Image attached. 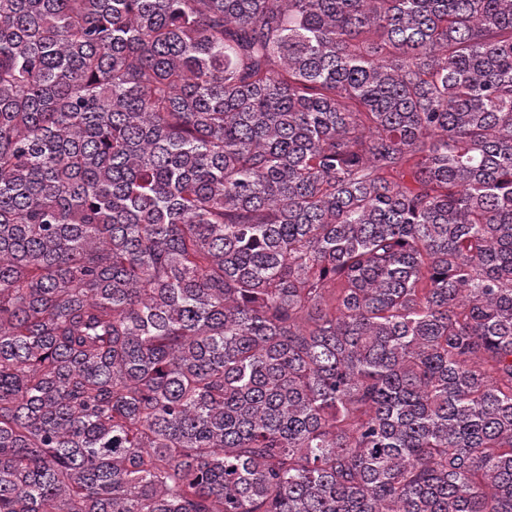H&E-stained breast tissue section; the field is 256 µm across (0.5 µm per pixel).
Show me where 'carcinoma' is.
Instances as JSON below:
<instances>
[{
    "mask_svg": "<svg viewBox=\"0 0 512 512\" xmlns=\"http://www.w3.org/2000/svg\"><path fill=\"white\" fill-rule=\"evenodd\" d=\"M0 512H512V0H0Z\"/></svg>",
    "mask_w": 512,
    "mask_h": 512,
    "instance_id": "1",
    "label": "carcinoma"
}]
</instances>
